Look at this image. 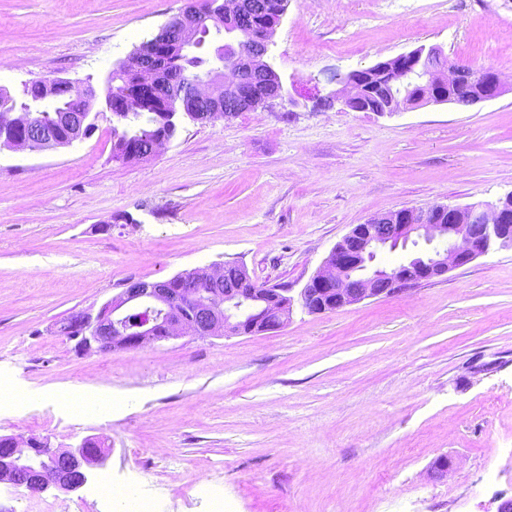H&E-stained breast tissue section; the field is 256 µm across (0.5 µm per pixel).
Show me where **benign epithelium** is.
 Returning <instances> with one entry per match:
<instances>
[{"instance_id":"benign-epithelium-1","label":"benign epithelium","mask_w":512,"mask_h":512,"mask_svg":"<svg viewBox=\"0 0 512 512\" xmlns=\"http://www.w3.org/2000/svg\"><path fill=\"white\" fill-rule=\"evenodd\" d=\"M245 15L243 0H224L214 6L210 28L230 37L239 31ZM278 24L255 31L250 46L227 41L216 50V65L205 76L177 89L167 77L169 59L175 53L200 47L207 33L191 6L171 17L159 32L130 56L127 68L142 75L146 88L178 94L190 111L203 104L207 112L201 122L213 120L214 113L229 117L250 107L272 101L298 107L293 96L270 61V45ZM232 49L264 81L248 84L236 77L228 84L223 79L224 50ZM444 57L438 45L419 46L370 67L351 71L345 79L340 73L327 78L336 88L313 96V101L334 104L342 110L369 111V98L381 95L392 101L380 114L389 116L429 104H452L459 92H471L476 105L495 100L512 90L492 69L448 63L444 75L426 67L429 58ZM56 92L69 100L72 113L67 133L46 130L30 132L31 121L18 116L6 126L0 143L12 149L64 147L91 133V84L78 85L54 79ZM399 104H394V101ZM422 239L439 241L442 248L420 253L394 267L374 265L379 252L394 245ZM512 249V192L494 204L466 206L434 204L426 208H403L354 224L334 246L322 267L307 281L299 294L301 307L309 314L338 311L368 298H389L448 271L464 267L494 250ZM250 277L243 275L224 283L223 271L213 272L205 288H171L169 280L129 281L98 311L82 310L68 320L70 338L82 351L110 353L134 350L146 344L181 336L207 337L253 335L276 332L289 321L294 298L284 288L260 292L247 287ZM140 315L137 326L126 324L129 312ZM108 457L95 437H87L74 447L52 448L44 439L31 437L19 443L9 435L0 436V482L23 486L33 492L51 487L72 492L87 481L91 468L101 466Z\"/></svg>"}]
</instances>
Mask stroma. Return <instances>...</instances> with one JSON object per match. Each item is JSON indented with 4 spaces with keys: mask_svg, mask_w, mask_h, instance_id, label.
<instances>
[{
    "mask_svg": "<svg viewBox=\"0 0 512 512\" xmlns=\"http://www.w3.org/2000/svg\"><path fill=\"white\" fill-rule=\"evenodd\" d=\"M190 0H0V87L48 76L104 89ZM271 46L309 97L326 75L419 45L512 72V0H288ZM512 192V92L392 117L261 107L181 122L150 159H112V116L87 138L0 148V374L22 408L0 435L108 448L74 492L0 483V512H102L111 475L157 512H496L512 497V250L390 298L294 308L256 335L77 352L59 332L131 280L227 262L299 292L352 225L401 208ZM105 392L72 417L65 391ZM448 457L447 478L431 473Z\"/></svg>",
    "mask_w": 512,
    "mask_h": 512,
    "instance_id": "obj_1",
    "label": "stroma"
}]
</instances>
